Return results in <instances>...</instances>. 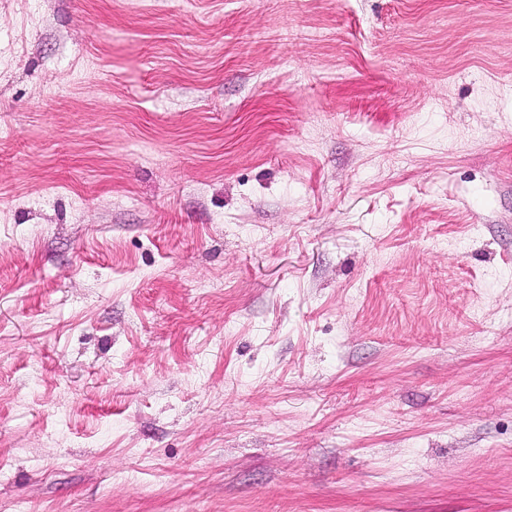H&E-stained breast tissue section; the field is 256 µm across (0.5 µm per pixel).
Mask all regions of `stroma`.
I'll list each match as a JSON object with an SVG mask.
<instances>
[{
	"label": "stroma",
	"mask_w": 512,
	"mask_h": 512,
	"mask_svg": "<svg viewBox=\"0 0 512 512\" xmlns=\"http://www.w3.org/2000/svg\"><path fill=\"white\" fill-rule=\"evenodd\" d=\"M0 0V512H512V0Z\"/></svg>",
	"instance_id": "35a3bbf8"
}]
</instances>
